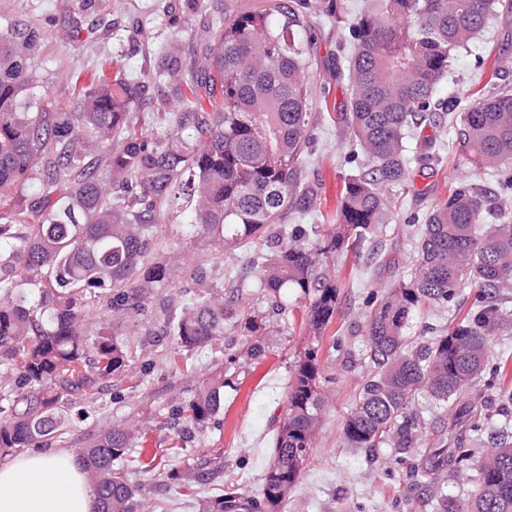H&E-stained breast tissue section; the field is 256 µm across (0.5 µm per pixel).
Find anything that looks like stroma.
Wrapping results in <instances>:
<instances>
[{"label": "stroma", "instance_id": "1", "mask_svg": "<svg viewBox=\"0 0 512 512\" xmlns=\"http://www.w3.org/2000/svg\"><path fill=\"white\" fill-rule=\"evenodd\" d=\"M101 2L97 12L86 14L78 0H0V17L19 16L41 29L35 60L38 90L63 110L78 111L81 87L114 75V61L136 74L149 72L166 94L158 101L145 93L133 110L144 129L158 138L170 131L159 113L186 109V74L163 68L162 59L173 56L204 66V49L217 18L263 5V0ZM339 38L330 25L316 29L309 77L313 85L330 86L340 99L345 89L336 83ZM504 84L512 85V14L507 12L491 20L467 48L455 52L447 77L436 89L448 112L438 118L433 135L449 142L453 130L448 113L466 111L480 92ZM312 134L314 153L301 178L317 194L321 221L327 225L336 221L343 178L355 167L345 161L349 149L345 123L319 116ZM462 178L482 185L492 182L490 175L453 157L417 171L414 191L398 195L392 223L377 236L373 258L351 254L336 258L329 270L342 286L339 312L318 336L307 325L309 302L300 289H289L288 315L280 317L271 309L270 293L260 288L246 249L226 248L196 234L185 216L164 221L157 256L170 260V276L151 289L145 308L122 329L131 346L129 367L113 376L95 399L76 403L66 433L52 441L50 452L78 451L91 435L124 424L136 442L124 467L150 512H203L206 500L230 491L257 497L270 462L274 418L283 412L286 383L305 349L315 347L324 370L326 410L316 426L305 468L280 512H437L436 502L423 501L417 488L425 478L424 448L412 449L400 462L388 447L370 452L347 447L342 426L368 370L361 330L367 300L377 286L415 270L414 249L400 229L444 200L449 186ZM195 266L221 268L237 277L238 287L226 288L224 295L264 316L258 336L228 328L211 344L183 351L163 334L165 306L188 303L193 296L187 272ZM473 298L466 288L447 305L416 310L410 335L427 336L432 329L460 320ZM254 343L261 346L260 355H251L249 347ZM488 358L496 388L486 389L479 382L466 389L463 399L483 398L488 423L512 429V407L502 411L497 406L500 395L512 392V331L490 337ZM218 374L224 377L221 412L204 425H186L178 419V409L193 398L202 377Z\"/></svg>", "mask_w": 512, "mask_h": 512}]
</instances>
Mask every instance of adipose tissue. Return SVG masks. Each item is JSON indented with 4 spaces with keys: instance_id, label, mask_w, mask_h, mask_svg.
Listing matches in <instances>:
<instances>
[{
    "instance_id": "adipose-tissue-1",
    "label": "adipose tissue",
    "mask_w": 512,
    "mask_h": 512,
    "mask_svg": "<svg viewBox=\"0 0 512 512\" xmlns=\"http://www.w3.org/2000/svg\"><path fill=\"white\" fill-rule=\"evenodd\" d=\"M96 495L77 456L28 453L0 465V512H95Z\"/></svg>"
}]
</instances>
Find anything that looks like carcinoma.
<instances>
[{
    "label": "carcinoma",
    "mask_w": 512,
    "mask_h": 512,
    "mask_svg": "<svg viewBox=\"0 0 512 512\" xmlns=\"http://www.w3.org/2000/svg\"><path fill=\"white\" fill-rule=\"evenodd\" d=\"M502 0H369L348 17L342 0H265L258 12L219 21L206 49L212 111L193 115L196 138L161 142L131 120L139 77L124 75L84 88L80 110L65 112L35 96L31 53L42 33L24 19L0 28V456L42 448L68 424L71 395L88 393L121 374L129 349L110 316L143 307L145 288L168 278L154 257L158 224L171 204L192 206L190 225L224 246L254 248L260 287L308 296L307 324L324 330L338 311L339 285L324 269L340 252L359 256L377 226L390 223L389 190L414 184L406 138L417 136V163L442 158L425 134L442 102L436 88L453 52L498 16ZM348 29L349 97L339 106L352 154L364 156L344 176L338 227L328 239L306 241L311 224H285L289 210L307 212L316 194L300 179L312 139L313 110H329L330 92L311 88L309 39L321 22ZM449 151L497 189L459 181L409 233L417 257L413 274L381 290L363 328L370 372L343 424L351 448L382 445L402 461L422 441L421 393L453 404L482 378L489 337L512 329L499 304L512 288V89L500 86L473 99L451 118ZM36 187L38 207L18 191ZM199 293L167 318L168 334L186 351L224 335V325L255 334V312L224 299V274L191 272ZM469 285L475 302L463 320L438 336L407 343L415 309L446 304ZM104 311L96 330L89 318ZM318 350L299 359L290 376L283 414L258 499L231 493L207 512H276L298 481L324 411ZM224 378H203L186 406L187 419L205 423L223 405ZM485 405L463 412L477 441L491 451L476 459L464 438L450 448L426 444L425 473L479 474L467 510L440 498L441 512H512V431L490 430ZM134 447L119 426L101 431L78 455L96 492L97 512H142L139 487L117 461Z\"/></svg>",
    "instance_id": "carcinoma-1"
}]
</instances>
